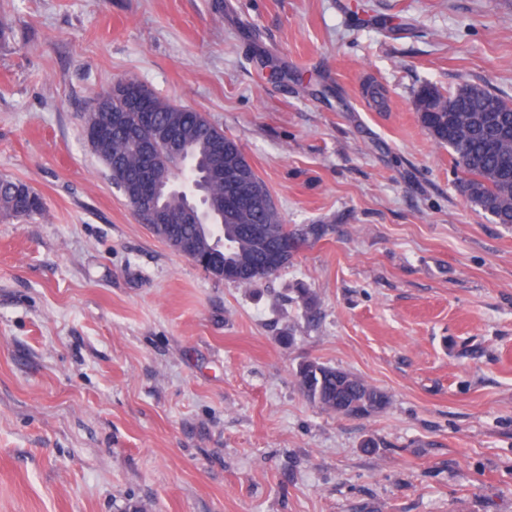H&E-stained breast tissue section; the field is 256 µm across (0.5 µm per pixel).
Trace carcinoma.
<instances>
[{
  "mask_svg": "<svg viewBox=\"0 0 512 512\" xmlns=\"http://www.w3.org/2000/svg\"><path fill=\"white\" fill-rule=\"evenodd\" d=\"M138 85L121 80L101 95L106 112L121 107ZM416 109L423 126L434 140L448 150L461 168L460 185L468 201L489 216L494 224L512 225V102L477 85H464L444 95L431 86L422 87L416 97ZM146 116L133 115L138 138L152 145L157 159L166 161L169 145L152 139L157 126L177 123L187 140L183 152L190 160L210 164L214 149L224 154V170L243 174L242 192H231L225 184L209 181L214 195L233 200V216L223 224H174L172 229L156 233L165 243L171 240L201 239L208 246L206 231L219 237L217 260L229 262L234 283L252 286L267 276L266 268L276 271L288 267L293 253L285 251L283 241L295 245L318 228L291 229L285 224L265 182L247 160L238 142L224 133L205 113L177 105L149 93L143 108ZM100 161H109L110 179L123 191L134 190L142 179L137 144L125 129H109L96 150ZM42 197L28 185L8 176H0V213L12 219H27L42 213ZM297 385L319 408L340 417H369L384 410L389 398L380 389L359 376L316 360L301 362L294 371Z\"/></svg>",
  "mask_w": 512,
  "mask_h": 512,
  "instance_id": "cac0c4a2",
  "label": "carcinoma"
}]
</instances>
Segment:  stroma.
Here are the masks:
<instances>
[{
	"label": "stroma",
	"mask_w": 512,
	"mask_h": 512,
	"mask_svg": "<svg viewBox=\"0 0 512 512\" xmlns=\"http://www.w3.org/2000/svg\"><path fill=\"white\" fill-rule=\"evenodd\" d=\"M128 78L321 236L244 288L137 223L83 130ZM466 83L512 101V0H0V176L45 205L0 216V512H512V226L415 109ZM307 359L389 406L321 411Z\"/></svg>",
	"instance_id": "stroma-1"
}]
</instances>
